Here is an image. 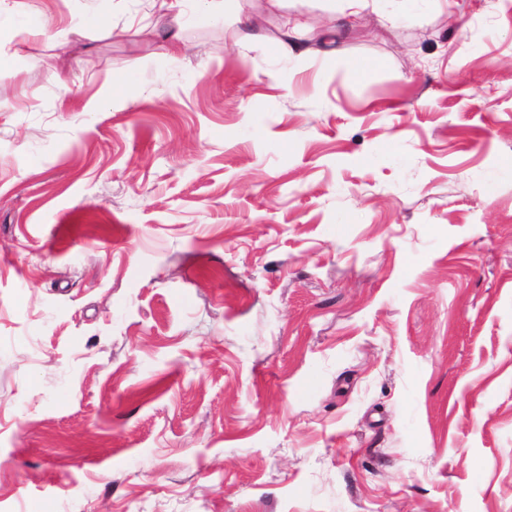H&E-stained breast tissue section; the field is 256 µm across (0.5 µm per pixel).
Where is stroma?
I'll return each instance as SVG.
<instances>
[{"label": "stroma", "instance_id": "stroma-1", "mask_svg": "<svg viewBox=\"0 0 512 512\" xmlns=\"http://www.w3.org/2000/svg\"><path fill=\"white\" fill-rule=\"evenodd\" d=\"M158 14L0 0V512H512V0ZM185 0H162L160 9L165 11L164 15L169 17L170 26L168 29V45L167 49L173 56L183 54L184 45L180 40L178 28L180 27L183 17L184 10L183 5ZM283 37L281 44L288 55L304 56L309 53L310 47L304 37V24L299 19H288Z\"/></svg>", "mask_w": 512, "mask_h": 512}]
</instances>
